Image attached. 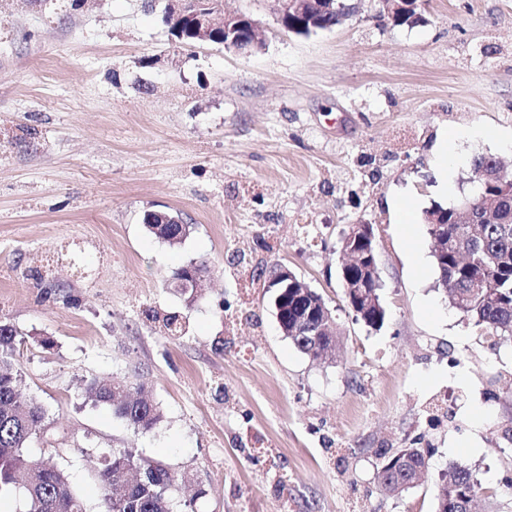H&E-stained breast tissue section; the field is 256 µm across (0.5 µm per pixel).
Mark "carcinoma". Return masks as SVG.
<instances>
[{"mask_svg": "<svg viewBox=\"0 0 512 512\" xmlns=\"http://www.w3.org/2000/svg\"><path fill=\"white\" fill-rule=\"evenodd\" d=\"M348 0H335L334 11L322 17L318 28L336 26ZM472 223L459 224L455 207L434 204L429 216L442 213V227L448 237L445 261L437 262L449 303L478 335L493 347L512 339V180L491 179L477 184L472 194ZM326 306L313 288L297 299L288 298V340L303 354L321 356L322 343L303 334L300 309ZM366 324L380 329L386 320L381 302L365 312ZM25 337L9 323L0 322V488L15 485L25 474L23 484L26 512H87L85 500L76 494L65 471L51 457L32 460L25 444L45 429L47 411L38 400L23 395L22 378L16 356ZM126 383L120 377H91L86 380L88 397L103 405L135 431H149L163 418L161 409L143 400L112 395V383ZM424 448H389L379 453L382 474L380 490L392 495L413 487L414 473L427 465ZM176 475L160 464L146 463L132 448H114L98 474L103 512H176ZM477 483L470 470L459 464L448 466L438 488L437 512H469Z\"/></svg>", "mask_w": 512, "mask_h": 512, "instance_id": "obj_1", "label": "carcinoma"}]
</instances>
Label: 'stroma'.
I'll return each instance as SVG.
<instances>
[{
    "label": "stroma",
    "mask_w": 512,
    "mask_h": 512,
    "mask_svg": "<svg viewBox=\"0 0 512 512\" xmlns=\"http://www.w3.org/2000/svg\"><path fill=\"white\" fill-rule=\"evenodd\" d=\"M224 6L257 21L261 51L176 44L147 0H0V320L27 339L22 391L50 423L26 454L54 455L88 512L113 448L189 475L181 512H436L452 463L475 512H512V341L489 346L450 306L422 221L472 192L475 156L512 173V0H426L398 27L359 0L307 36L278 26L275 0ZM152 211L190 235L150 236ZM360 222L377 331L339 277ZM191 263L210 272L188 303L172 277ZM278 264L333 311L327 359L283 337L264 288ZM112 375L161 408L155 429L92 404L85 379ZM411 446L431 451L423 478L380 493L377 449ZM149 214H152L151 217H149L148 224L146 225V229L149 234L154 236L157 239H160V236H163L164 234L169 233L168 228H161V229H155L156 226L153 224H158L160 226L164 225H170V224H185L184 221H182V218L180 219H171L169 216V213L166 212H151ZM148 214V215H149ZM192 227L191 224H185L184 228H180L177 226V233L178 236L175 239H169L165 240V242H168L170 245H177L182 242L183 239H185L191 231ZM356 242L357 245H362L361 249L365 250L369 244H367L369 241L372 243V246H370L367 251L364 252V255L362 256L363 264L368 265L366 270L368 271H362L360 268H355L353 276L358 277V279L362 278V275L365 274L368 278V282H372V274H374V279L380 280V274H379V268L377 264V258H376V248H375V235L373 230V225L370 224H353L349 228V232L347 235L341 239V253L346 254L351 253L352 251L356 250L355 244L352 246H349L350 243ZM366 244V245H363ZM370 271V272H369ZM375 286H376L375 284H369V286H368V285L363 284L362 281H359L358 284H356L355 286L352 287V288H369L368 290H371V288H373L375 290L377 302L375 304L373 303L368 308H367V304H366L367 299H365L366 294L363 289L355 290L354 294H352V295L348 294L349 290H346L347 294L345 295V297H346L350 307L361 317H363L364 312L366 311L365 312L366 322L363 319H361L359 316H356L357 320H361L364 323H366L367 326L372 327V328H377V330H379L383 327V325L385 323L386 311L384 310V308L382 306L383 303L379 296V290L381 288H376ZM364 302H366V303H364ZM381 303H382V305H381Z\"/></svg>",
    "instance_id": "stroma-1"
}]
</instances>
